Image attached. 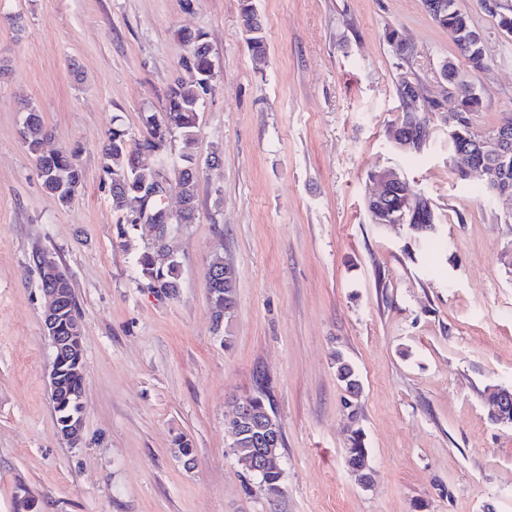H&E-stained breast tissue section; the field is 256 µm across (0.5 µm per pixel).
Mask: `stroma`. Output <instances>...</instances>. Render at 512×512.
<instances>
[{"instance_id":"stroma-1","label":"stroma","mask_w":512,"mask_h":512,"mask_svg":"<svg viewBox=\"0 0 512 512\" xmlns=\"http://www.w3.org/2000/svg\"><path fill=\"white\" fill-rule=\"evenodd\" d=\"M256 59L240 0H0V512H512V424L490 392L512 388V203L459 181L448 129L417 157L385 135L399 77L438 96L445 61L480 96L477 131L512 113V36L483 0H458L483 39L468 68L424 0H255ZM397 30L411 46L395 54ZM204 32L216 79L191 152L196 219L170 224L180 266L164 296L136 264L156 237L122 223L102 171L112 128L139 138ZM47 150H78L69 205L43 190L21 137L22 101ZM183 144L165 160L179 211ZM218 164H211L212 155ZM397 169L435 214L432 247L405 224L373 223L371 175ZM235 268L238 303L213 323L206 269ZM71 280L83 326V434L70 446L50 401L51 348L36 258ZM358 374L351 398L336 378ZM269 382L282 423L283 493L269 504L229 448L233 399ZM370 486L351 472L353 431ZM194 450L185 462L175 446ZM240 19L242 27L249 36L248 39L252 52L256 55L264 56L267 49L264 27L254 0L241 1Z\"/></svg>"}]
</instances>
